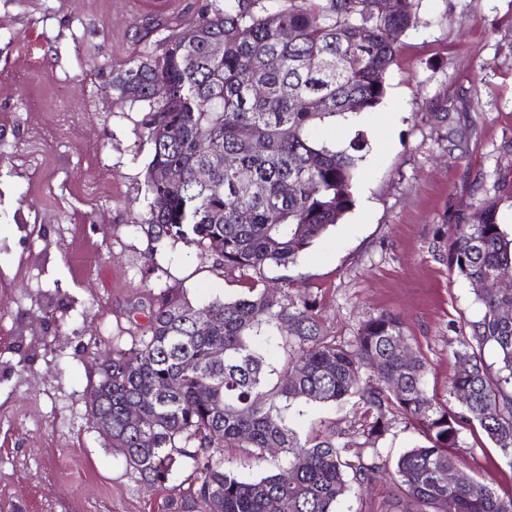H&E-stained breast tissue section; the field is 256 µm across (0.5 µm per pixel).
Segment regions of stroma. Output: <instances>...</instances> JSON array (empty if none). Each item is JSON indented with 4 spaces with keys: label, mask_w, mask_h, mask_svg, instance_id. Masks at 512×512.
Segmentation results:
<instances>
[{
    "label": "stroma",
    "mask_w": 512,
    "mask_h": 512,
    "mask_svg": "<svg viewBox=\"0 0 512 512\" xmlns=\"http://www.w3.org/2000/svg\"><path fill=\"white\" fill-rule=\"evenodd\" d=\"M203 0H0V512H163L192 485L177 458L165 486L140 482L93 428L87 408L99 357L127 349L152 293L197 303L245 294L251 272L218 268L199 247L142 230L152 146L146 103L120 99L112 73L195 22ZM372 111L327 128L364 139L354 205L290 268L330 335L351 341L369 318L399 315L429 363L427 385L452 404L453 351L480 308L434 260L442 224L494 198L512 228V0H420ZM21 41L37 66L13 47ZM36 156L31 173L24 156ZM460 473L512 497V459L463 430ZM387 475L336 512H394Z\"/></svg>",
    "instance_id": "35a3bbf8"
}]
</instances>
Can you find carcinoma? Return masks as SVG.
Wrapping results in <instances>:
<instances>
[{"label": "carcinoma", "instance_id": "1", "mask_svg": "<svg viewBox=\"0 0 512 512\" xmlns=\"http://www.w3.org/2000/svg\"><path fill=\"white\" fill-rule=\"evenodd\" d=\"M417 9L418 0H393L389 12L383 0H205L192 26L112 73L120 98L149 104L141 120L152 145L146 233L192 242L222 266L256 275L245 295L204 305L159 291L131 347H113L100 364L88 415L112 414L105 439L132 473L163 485L175 456L190 460L193 488L171 493L165 512H268L272 500L281 512H335L387 469L378 445L399 417L425 438L392 473L408 512H512V497L488 485L474 495L448 483L466 427L512 458V292L496 284L512 270V237L496 201L479 200L472 222L447 225L434 243V256L482 309L454 351L450 393L465 395L455 410L429 395L423 356L402 358L397 316L371 318L354 340L338 342L317 298H292L284 274L354 204L362 140L341 147L319 128L381 103L383 75ZM247 128L263 148L242 137ZM227 157L236 165H225ZM173 167L180 181L157 178ZM199 169L207 181L195 178ZM276 271L272 294L267 273ZM270 336L286 353L276 367L263 353ZM215 341L224 345L220 362L211 359ZM488 346L495 364L484 357ZM163 384L169 392L145 399ZM130 403L149 428L127 422ZM313 404L349 405L363 420L302 437L294 419ZM229 447L248 449L257 463L275 457L276 472L243 478L222 458Z\"/></svg>", "mask_w": 512, "mask_h": 512}]
</instances>
